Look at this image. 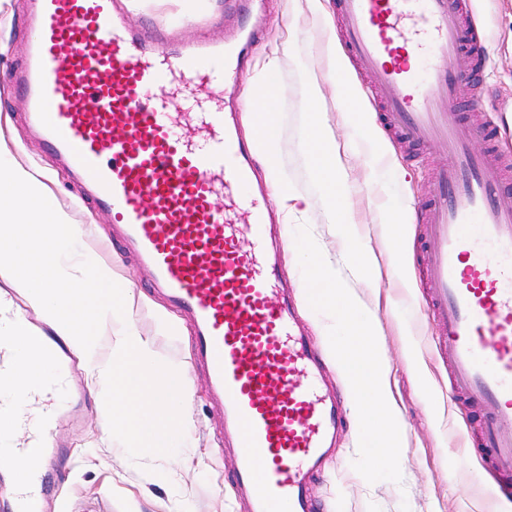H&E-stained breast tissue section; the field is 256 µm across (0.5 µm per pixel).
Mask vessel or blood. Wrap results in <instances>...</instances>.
Instances as JSON below:
<instances>
[{
    "instance_id": "b4317fda",
    "label": "vessel or blood",
    "mask_w": 512,
    "mask_h": 512,
    "mask_svg": "<svg viewBox=\"0 0 512 512\" xmlns=\"http://www.w3.org/2000/svg\"><path fill=\"white\" fill-rule=\"evenodd\" d=\"M33 37L4 79L27 105L46 149L88 202L123 230L193 331L194 355L225 410L253 512H312L304 494L340 429L316 356L295 331L277 274L279 242L232 92L251 33L173 51L161 35L126 25L116 0H33ZM468 0H336L338 38L363 61L376 110L407 143L440 142L448 165L421 222L429 305L450 362L451 386L483 406L476 447L512 472V155L471 151L454 105L472 82L462 55L484 66L486 45ZM0 290V474L16 475L12 512H45L53 425L73 407L72 352L52 328L37 332L52 374L24 398L7 392L25 321Z\"/></svg>"
}]
</instances>
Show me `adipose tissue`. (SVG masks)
I'll return each mask as SVG.
<instances>
[{
	"label": "adipose tissue",
	"instance_id": "ef3b65f1",
	"mask_svg": "<svg viewBox=\"0 0 512 512\" xmlns=\"http://www.w3.org/2000/svg\"><path fill=\"white\" fill-rule=\"evenodd\" d=\"M281 70V58L278 55L267 56L263 65L252 76L253 93L246 101V107L253 112L257 123L266 125L270 115L264 107L275 100L278 86L271 80L272 75ZM321 90L318 84H309L307 102L310 118L306 125L304 141L313 161L316 176L325 189L329 199V218L331 223L345 224L347 213L342 201V188L346 177V161L338 148L331 143L328 134L319 119ZM257 156L263 164L270 183L273 201L280 212L289 215L297 212L299 207L309 206L308 197L286 191L285 180L276 162V144L274 140L261 139L257 147ZM21 353L16 367L12 386L16 391H23L33 381L45 377L53 370V363L28 335L18 339Z\"/></svg>",
	"mask_w": 512,
	"mask_h": 512
}]
</instances>
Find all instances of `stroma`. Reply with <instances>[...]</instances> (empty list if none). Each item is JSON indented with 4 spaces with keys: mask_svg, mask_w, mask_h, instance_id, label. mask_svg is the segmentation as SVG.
<instances>
[{
    "mask_svg": "<svg viewBox=\"0 0 512 512\" xmlns=\"http://www.w3.org/2000/svg\"><path fill=\"white\" fill-rule=\"evenodd\" d=\"M118 6L135 31L156 27L182 42L222 38L226 20L242 24L265 13L264 31L253 44L252 56L257 66L264 56L283 57L275 107L277 165L291 189L311 201L308 210L290 217L286 230L292 234L308 225L329 262L342 255L354 237L378 259L372 280L349 267L340 268L339 275L377 318L378 341L390 366L387 394L405 422L402 480L370 483L354 470L359 420L352 403H345L343 432L308 480L313 512H500L499 474L490 471L484 454L465 445L469 429L480 424L481 409L453 391L448 360L437 347L438 328L420 282L416 218H409L401 229L408 263L394 265L386 249L388 210L402 201L415 210L427 202L447 162L440 144L406 150L387 136L362 92L365 75L345 59L339 65L360 91L362 112L344 117L341 87L329 76L326 63L331 32L310 24L307 0H211L203 12L195 10L193 0H118ZM28 7L29 0H0V73L16 64L13 49L31 36L24 23ZM474 22L487 37L489 55L482 105L498 108L502 145L512 150V0H475ZM310 77L321 87L326 128L349 158L345 205L351 223L342 230L329 222L328 200L302 145ZM22 108L21 97L0 82V149L11 152L56 197L71 223L82 226L80 251L92 253L113 280L127 288L126 316L141 336L152 339L161 357L185 368L192 386L190 447L133 460L119 453L120 443L102 418V399L83 370H76L72 386L82 395L78 411L62 416L54 428L65 456L52 473L57 502L53 512H173L180 501L188 512H250L233 481L236 456L221 441V414L209 397L204 371L193 361L187 329H160L157 313L165 304L154 295L149 272L113 239L104 218L82 202L78 186L52 169L42 144L20 119ZM279 274L296 287L294 303L306 337L322 354L327 383L345 390L338 362L325 351L332 320L308 304L295 243L283 250Z\"/></svg>",
    "mask_w": 512,
    "mask_h": 512,
    "instance_id": "stroma-1",
    "label": "stroma"
}]
</instances>
